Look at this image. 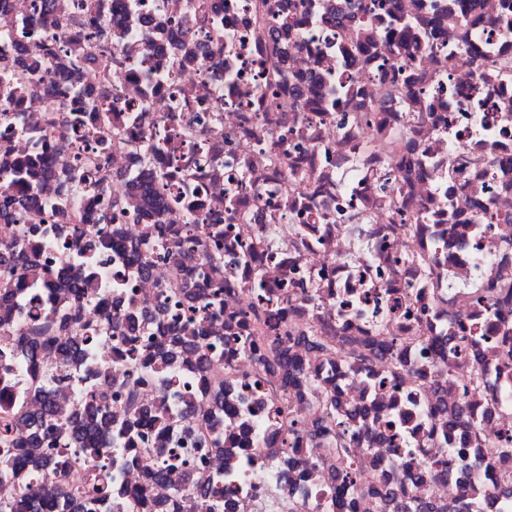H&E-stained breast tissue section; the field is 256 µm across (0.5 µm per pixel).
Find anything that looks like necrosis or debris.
Returning a JSON list of instances; mask_svg holds the SVG:
<instances>
[{"mask_svg": "<svg viewBox=\"0 0 512 512\" xmlns=\"http://www.w3.org/2000/svg\"><path fill=\"white\" fill-rule=\"evenodd\" d=\"M112 33L102 53L68 25L78 10ZM55 44L53 54L45 47ZM43 60L46 76L0 98V164L29 161L45 172L30 186L36 204L0 224V241L39 227L46 270L83 267L76 238L116 225L127 250L109 267H83L97 283L82 303L112 319L160 312L159 336H192L198 314L213 320L195 371L182 353L173 382L132 364L120 335L90 351L83 381L48 386L59 409L88 391L132 379L137 403L165 401L168 430L145 428V448L166 451L169 484L212 480L210 497L181 512H335L326 474L314 472L324 441L323 401L370 408L383 441L350 437L364 460L352 512H378L376 491L399 459L450 472L448 482L407 485L433 507L479 477L484 449L452 434L434 441L436 396L462 399L471 356L484 360L474 420L512 442V0H0V71L22 74ZM113 135L104 175L69 179L82 149L96 147L103 113ZM178 244L197 241L182 264L146 251L149 225ZM72 297L33 274L15 299L13 334L26 312L69 307ZM314 331L346 349L380 351L370 371L297 343ZM230 336L254 346L230 347ZM310 375L280 391L278 337ZM19 352L0 368V391L38 408L37 377ZM224 393L219 422L197 406ZM294 423L286 456L275 455L279 422ZM225 433L223 449L213 445Z\"/></svg>", "mask_w": 512, "mask_h": 512, "instance_id": "4bbe7bcc", "label": "necrosis or debris"}]
</instances>
